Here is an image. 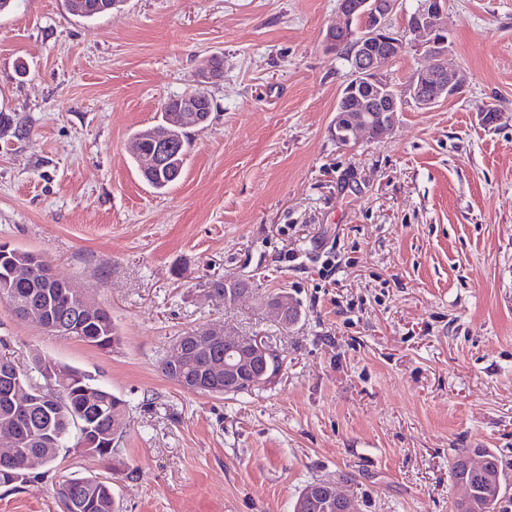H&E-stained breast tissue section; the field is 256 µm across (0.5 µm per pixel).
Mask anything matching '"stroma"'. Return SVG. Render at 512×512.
I'll list each match as a JSON object with an SVG mask.
<instances>
[{
    "label": "stroma",
    "instance_id": "1",
    "mask_svg": "<svg viewBox=\"0 0 512 512\" xmlns=\"http://www.w3.org/2000/svg\"><path fill=\"white\" fill-rule=\"evenodd\" d=\"M340 19L338 0L0 13V243L108 308L120 343L50 335L2 302L0 338L128 403L114 463L60 455L0 487V512H66L56 485L83 477L120 512H292L318 479L360 512H451L454 457L477 448L503 460L512 512V0H448L457 93L346 146L351 67L323 41ZM214 54L217 109L181 179L153 189L133 136ZM242 274L253 291L233 307L206 297ZM273 291L297 300L294 324L266 310ZM224 325L268 341L270 382L222 398L164 376L177 336Z\"/></svg>",
    "mask_w": 512,
    "mask_h": 512
}]
</instances>
